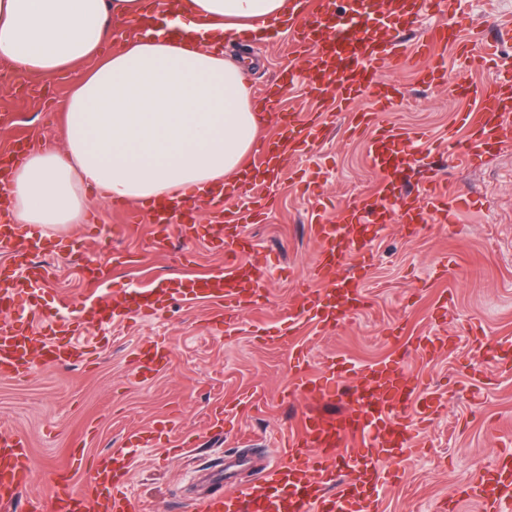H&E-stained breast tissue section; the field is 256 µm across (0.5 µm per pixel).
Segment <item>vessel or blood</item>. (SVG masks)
Here are the masks:
<instances>
[{"mask_svg": "<svg viewBox=\"0 0 512 512\" xmlns=\"http://www.w3.org/2000/svg\"><path fill=\"white\" fill-rule=\"evenodd\" d=\"M432 8L439 19L417 41L406 44L386 39V32L399 20L415 24ZM460 31L454 0H388L386 11L379 17L361 12L350 25L343 24L341 15L329 7H318L296 24L291 43L305 59L308 94L319 97L331 90L343 104L358 99L362 88L372 83L381 61L396 67L419 61L418 74L426 81L447 75L442 50L457 45L468 67H484V57L461 46ZM456 88L459 96L473 99L477 108L464 114L465 134L453 143L451 156L474 166L483 153L500 145L504 121L512 116V70L491 72L480 84L461 81ZM325 123L322 115L314 118L290 113L288 138L295 151L311 148ZM418 142V136L395 127L375 132L366 145V163L383 176L380 194L337 216L316 211L310 231L318 251L302 284L300 317L326 328L343 322L361 307L355 276L342 274L341 269L351 260L364 262L388 224L398 222L420 230L431 223L450 222L454 213L472 207L470 196L450 191L446 183L431 175L416 193L401 191L399 180L414 164ZM251 165L275 174L281 157L263 144ZM253 217L250 209L229 211L223 223L213 225L210 243L224 251V271L197 278H167L158 281L157 287L177 298L217 305L225 324H234L239 311L259 305L268 278V267L252 258L242 231ZM178 218L174 210L150 213L149 225L158 242L170 240ZM15 245L30 253L37 249L38 241L19 236L15 225L0 224V246ZM48 277L45 265L28 261L19 274L0 278V303L13 310L12 319L0 322L1 375L19 373L28 364L32 338L15 323L31 315L30 298ZM152 296V290L137 289L103 303L89 301L77 319L47 320L39 329L46 339V356L57 362L77 357L75 343L58 344L57 336L73 338L132 311L150 313L155 308ZM339 368L333 361L314 375L307 368H299L294 392L316 400L335 398L343 392L336 381ZM355 376L357 382L348 393L346 412L328 418L304 414L283 437L286 452L282 461L262 468L255 483L225 478L219 486L194 498L193 512H374L375 502L368 498L366 488L382 478L381 466L394 458L396 448L413 445L414 436L403 417L409 412L410 397L419 382L405 374L398 359L360 369ZM27 451L23 436L0 432V512H14L24 492ZM80 466V458L73 456L49 473L50 495L45 500L33 499L35 512H133L126 480L115 479L109 465L93 468L81 484L74 480ZM474 491L483 494L488 512H512L511 449L500 454L495 476L479 474L473 484L452 489L450 495L465 498Z\"/></svg>", "mask_w": 512, "mask_h": 512, "instance_id": "obj_1", "label": "vessel or blood"}]
</instances>
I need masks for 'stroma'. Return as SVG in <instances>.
<instances>
[{"label": "stroma", "instance_id": "obj_1", "mask_svg": "<svg viewBox=\"0 0 512 512\" xmlns=\"http://www.w3.org/2000/svg\"><path fill=\"white\" fill-rule=\"evenodd\" d=\"M457 8L467 18L462 41L478 48L495 43L497 66L512 69V0H458ZM233 53L250 61L246 76L267 114L264 136L285 134L281 113L332 111L314 151L285 155L276 180L255 178L220 203L194 200L196 233L161 246L153 243L144 212H136L137 226L129 229L127 206L91 197L84 223L45 239L39 258L50 275L34 305L41 318H74L91 297L102 301L164 277L219 272L224 255L207 244L216 209L243 208L258 196L267 204L246 233L270 265L267 298L225 327L214 323L210 304L165 297L156 316L89 329L90 362L51 365L35 355L24 373L0 375V429L22 434L31 450L17 512H31V498L47 493L49 471L72 451L90 468L100 457L125 452L134 435L150 441L130 471L139 512H187L206 487L204 475L223 471L226 459L245 454L276 462L273 436L302 413L346 409L343 397L314 404L288 394L297 350L307 352L315 369L329 356L345 362L347 383L352 370L382 362L400 346L407 373L423 380L428 406L416 418V449L400 452L392 475L370 491L378 512H485L476 500L448 494L491 471L512 432V371L474 345L512 341V129L502 150L485 154L478 166L454 165L448 142L460 133L456 116L474 106L452 83L464 72L456 57L448 59L449 82L439 85L421 82L417 66L382 65L397 91L380 124L426 130L430 172L468 193L474 207L412 238L391 225L366 258L364 306L321 329L296 319L300 285L317 249L307 224L318 207L336 215L380 189L381 176L365 162L372 131L352 126L354 112L371 107L375 96L364 93L340 110L332 93L312 98L301 85L286 86L282 70L294 62L286 34L246 42ZM68 92L64 76L32 87L18 77L0 79V115L9 117L0 126V149L34 135L59 146V104ZM90 264L104 270L99 286L84 280ZM442 266L448 275L439 280L434 271ZM280 331L283 341L270 342ZM151 338L165 340L169 356L144 380L137 374L139 352ZM169 417L187 451L172 447L164 425Z\"/></svg>", "mask_w": 512, "mask_h": 512}]
</instances>
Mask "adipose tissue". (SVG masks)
<instances>
[{
	"mask_svg": "<svg viewBox=\"0 0 512 512\" xmlns=\"http://www.w3.org/2000/svg\"><path fill=\"white\" fill-rule=\"evenodd\" d=\"M308 9L307 0H0V65L40 80L74 76L61 148L24 152L0 183L10 223L48 236L80 223L94 191L146 207L236 182L262 109L224 50Z\"/></svg>",
	"mask_w": 512,
	"mask_h": 512,
	"instance_id": "ef3b65f1",
	"label": "adipose tissue"
}]
</instances>
